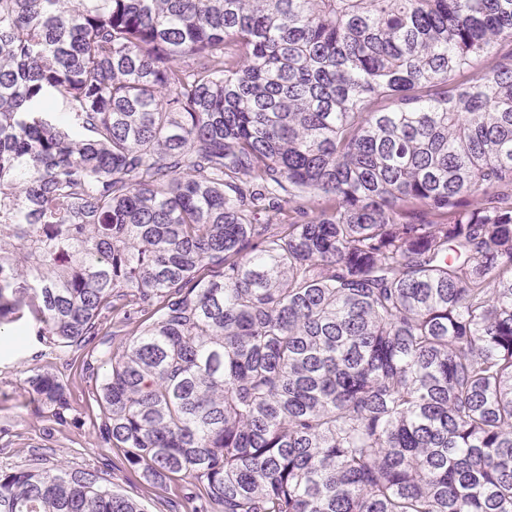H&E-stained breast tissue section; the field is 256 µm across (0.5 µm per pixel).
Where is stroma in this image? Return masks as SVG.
<instances>
[{
	"mask_svg": "<svg viewBox=\"0 0 512 512\" xmlns=\"http://www.w3.org/2000/svg\"><path fill=\"white\" fill-rule=\"evenodd\" d=\"M37 370L53 373L65 386L71 403L68 424L48 420L36 403L27 401L22 385ZM106 370L90 345L60 348L31 336L19 349L0 351V469L25 467L36 455L48 467L99 471L113 489L141 502L148 512H186L187 480L146 482L127 466L123 449L102 440L96 380Z\"/></svg>",
	"mask_w": 512,
	"mask_h": 512,
	"instance_id": "1",
	"label": "stroma"
}]
</instances>
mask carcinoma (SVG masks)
<instances>
[{"instance_id":"cac0c4a2","label":"carcinoma","mask_w":512,"mask_h":512,"mask_svg":"<svg viewBox=\"0 0 512 512\" xmlns=\"http://www.w3.org/2000/svg\"><path fill=\"white\" fill-rule=\"evenodd\" d=\"M503 41L512 0H0V326L135 307L103 433L192 512H512ZM0 512L146 509L37 458Z\"/></svg>"}]
</instances>
